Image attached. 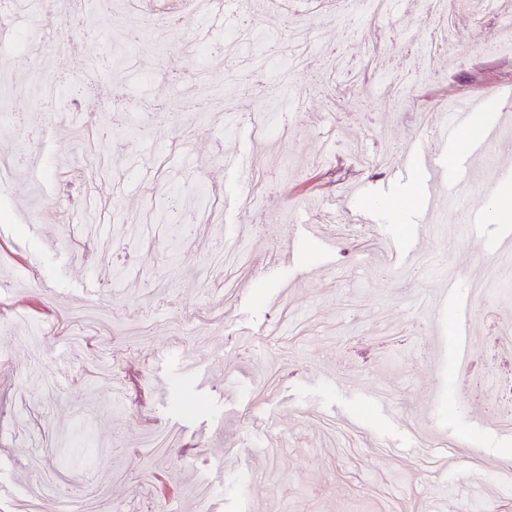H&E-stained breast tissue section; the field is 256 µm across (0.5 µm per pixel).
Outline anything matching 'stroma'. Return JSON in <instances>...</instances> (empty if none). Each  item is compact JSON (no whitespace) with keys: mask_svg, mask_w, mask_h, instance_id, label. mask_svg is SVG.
I'll use <instances>...</instances> for the list:
<instances>
[{"mask_svg":"<svg viewBox=\"0 0 512 512\" xmlns=\"http://www.w3.org/2000/svg\"><path fill=\"white\" fill-rule=\"evenodd\" d=\"M431 0L387 19L292 0L213 22L194 6L176 31L133 30L128 7L100 12L82 49L41 65L43 37L88 13V0L20 12L0 53V155L18 183L0 185V479L27 512L32 473L81 490L107 485L121 512H512V431L457 405L470 377L512 379V266L485 238L456 235L461 203L483 206L501 147L470 163V182L436 188L409 151L449 100L484 102L512 88V15L455 0L456 19L424 68L412 60L433 29ZM92 62L96 87L84 83ZM401 91L389 94L386 78ZM261 113L267 136L252 134ZM109 130L112 167L90 178L89 141ZM241 152L238 172L224 154ZM407 178L391 182L394 168ZM224 185L208 194L210 182ZM371 214L416 244L419 266L383 267ZM245 262L219 270L216 247ZM66 256L58 267V256ZM233 292H225V279ZM94 293H86L87 285ZM454 286V299H441ZM107 306L112 334L70 340L69 313ZM194 355L207 380L172 372L157 396L153 357ZM70 387L36 391L38 376ZM154 396L143 418L131 386ZM179 440L145 448L153 431ZM210 487L201 498L198 490Z\"/></svg>","mask_w":512,"mask_h":512,"instance_id":"obj_1","label":"stroma"}]
</instances>
